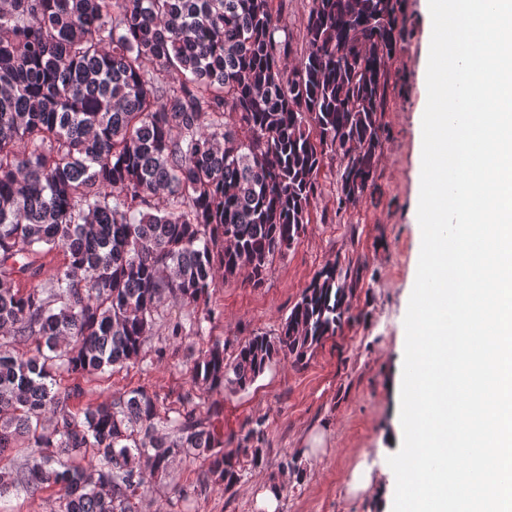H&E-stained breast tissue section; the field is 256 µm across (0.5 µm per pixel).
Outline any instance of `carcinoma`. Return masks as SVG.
I'll list each match as a JSON object with an SVG mask.
<instances>
[{
	"mask_svg": "<svg viewBox=\"0 0 512 512\" xmlns=\"http://www.w3.org/2000/svg\"><path fill=\"white\" fill-rule=\"evenodd\" d=\"M279 30L272 0H0V460L31 449L0 466V495L54 486L65 512H140L178 456L204 457L199 492L265 465L260 419L233 452L214 404L174 410L145 387L75 401L138 359L163 300L203 306L201 336L217 279L261 285L304 233L327 155L345 160L342 201L372 183L399 0H311L291 68ZM348 304L323 267L278 333L200 350L193 386L306 364Z\"/></svg>",
	"mask_w": 512,
	"mask_h": 512,
	"instance_id": "cac0c4a2",
	"label": "carcinoma"
}]
</instances>
